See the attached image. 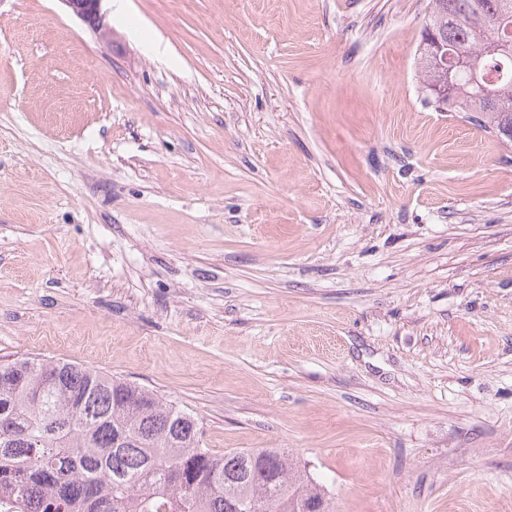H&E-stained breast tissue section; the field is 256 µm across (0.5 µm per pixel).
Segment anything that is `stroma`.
Here are the masks:
<instances>
[{
	"mask_svg": "<svg viewBox=\"0 0 512 512\" xmlns=\"http://www.w3.org/2000/svg\"><path fill=\"white\" fill-rule=\"evenodd\" d=\"M101 7L0 0V361L287 449L335 512H512V146L425 101L430 0ZM103 0H62L70 11L85 22L89 27L98 31L105 40L110 41L111 31L103 22L101 2Z\"/></svg>",
	"mask_w": 512,
	"mask_h": 512,
	"instance_id": "1",
	"label": "stroma"
}]
</instances>
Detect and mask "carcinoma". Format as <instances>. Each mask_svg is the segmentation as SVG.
Here are the masks:
<instances>
[{"label": "carcinoma", "mask_w": 512, "mask_h": 512, "mask_svg": "<svg viewBox=\"0 0 512 512\" xmlns=\"http://www.w3.org/2000/svg\"><path fill=\"white\" fill-rule=\"evenodd\" d=\"M448 50L464 49L501 105L467 74L450 112L512 143V45L498 58L482 39L512 0H431ZM424 87L437 79L418 51ZM0 493L15 512H332L326 485L284 448L222 455L203 447L198 421L152 390L68 362L0 361Z\"/></svg>", "instance_id": "obj_1"}]
</instances>
